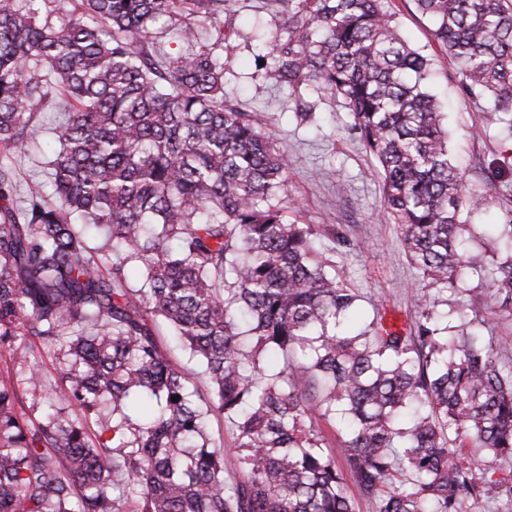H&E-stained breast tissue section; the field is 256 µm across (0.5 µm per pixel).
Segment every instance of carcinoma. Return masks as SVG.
Segmentation results:
<instances>
[{"mask_svg":"<svg viewBox=\"0 0 512 512\" xmlns=\"http://www.w3.org/2000/svg\"><path fill=\"white\" fill-rule=\"evenodd\" d=\"M235 2L0 0V512H356L348 477L376 512H465L487 491L512 505V471L496 477L512 462L501 342L447 335L432 305L409 336L381 318L346 329L358 295L315 225L283 215L288 158L224 88L235 31L215 22ZM386 2L264 0L278 25L254 70L288 88L302 122L314 97L340 98L422 279L456 292L464 268L481 271L512 316V207L504 257L479 265L431 60ZM413 2L465 94L512 136V0ZM158 29L177 44L162 61ZM59 90L71 109L50 181L19 210L13 158L36 146V109ZM88 229L112 255L91 253ZM161 321L207 399L160 348ZM211 412L232 448L211 446ZM321 420L345 431L342 469Z\"/></svg>","mask_w":512,"mask_h":512,"instance_id":"1","label":"carcinoma"}]
</instances>
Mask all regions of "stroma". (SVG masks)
Listing matches in <instances>:
<instances>
[{"label":"stroma","mask_w":512,"mask_h":512,"mask_svg":"<svg viewBox=\"0 0 512 512\" xmlns=\"http://www.w3.org/2000/svg\"><path fill=\"white\" fill-rule=\"evenodd\" d=\"M263 2H238L232 20L236 35L224 53L225 87L260 113L277 148L288 157L289 219L323 229L335 227L348 237L349 246L334 250L337 275L359 296L353 328H366L381 312L386 322L409 330L420 303L433 302L437 293L425 286L409 265L397 225L381 221V182L373 160L350 131V119L341 101L330 95L322 97L317 102L316 123L306 124L296 119L287 91L269 89L255 73L252 55L258 44L256 28H273ZM389 7L401 35L432 61V89L447 112L450 144L460 157L467 185L481 193L478 205L464 211L475 233L469 252L485 254L503 221L501 195L506 190L505 183L493 179L492 165L502 151L512 147V137L500 133L496 126L484 125L482 102L463 93L453 63L433 42L412 0H390ZM463 286L462 294L449 297V306L472 303L484 311L482 334L508 340L500 356L512 366V317L490 314L493 300L475 271L467 272Z\"/></svg>","instance_id":"stroma-1"}]
</instances>
